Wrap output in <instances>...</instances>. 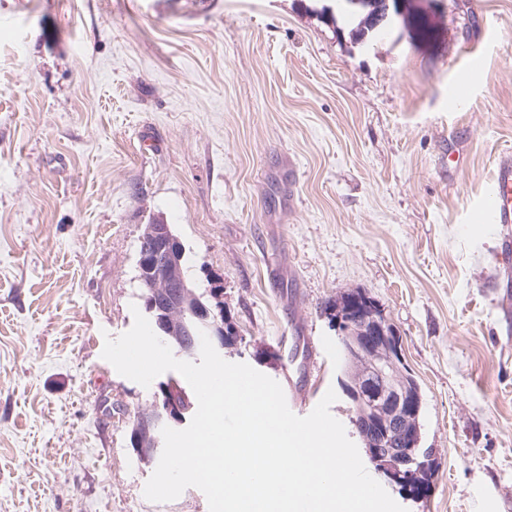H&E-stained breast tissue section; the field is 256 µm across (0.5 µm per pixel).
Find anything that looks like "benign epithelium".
Masks as SVG:
<instances>
[{"label": "benign epithelium", "instance_id": "benign-epithelium-1", "mask_svg": "<svg viewBox=\"0 0 512 512\" xmlns=\"http://www.w3.org/2000/svg\"><path fill=\"white\" fill-rule=\"evenodd\" d=\"M400 0H352L370 8L374 20L393 24L388 2ZM185 247L171 225L148 224L140 239L138 278L147 288L145 309L153 330L183 358H193L200 350V333H205L219 353L224 351V335L236 332L224 321L222 289L210 288L209 302L190 287L182 266ZM338 348L346 377L344 392L353 401L359 421L355 426L365 445L369 461L388 481L400 485H419L421 466L414 454L415 431L410 427L417 394L395 368L378 367L367 376L355 367L375 361L386 349L388 321L371 314L364 319L351 309L338 314ZM194 404L171 379L158 383L149 406L140 411L130 433V445L142 461L161 457L163 427L187 424Z\"/></svg>", "mask_w": 512, "mask_h": 512}]
</instances>
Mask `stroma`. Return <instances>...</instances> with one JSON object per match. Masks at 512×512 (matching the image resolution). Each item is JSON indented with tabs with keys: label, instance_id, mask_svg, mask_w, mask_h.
<instances>
[{
	"label": "stroma",
	"instance_id": "obj_1",
	"mask_svg": "<svg viewBox=\"0 0 512 512\" xmlns=\"http://www.w3.org/2000/svg\"><path fill=\"white\" fill-rule=\"evenodd\" d=\"M356 42L336 0H0V512L153 502L130 431L153 390L102 357L133 325L145 224L216 276L224 358L337 390L327 309L366 293L423 396L407 512H512V322L479 213L512 150V0H404ZM298 324L311 370L262 353Z\"/></svg>",
	"mask_w": 512,
	"mask_h": 512
}]
</instances>
